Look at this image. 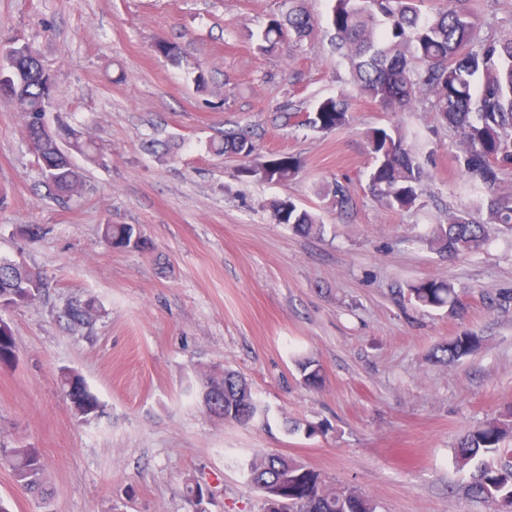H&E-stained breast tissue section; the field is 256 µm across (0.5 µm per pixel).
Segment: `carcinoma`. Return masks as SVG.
Here are the masks:
<instances>
[{
  "label": "carcinoma",
  "instance_id": "obj_1",
  "mask_svg": "<svg viewBox=\"0 0 512 512\" xmlns=\"http://www.w3.org/2000/svg\"><path fill=\"white\" fill-rule=\"evenodd\" d=\"M303 0H288L282 19L262 32L260 48L276 46L290 35L301 44L314 19ZM468 0H446L445 6L426 12V0H333L329 23L334 30L336 53L349 61L351 84L358 95L397 112L411 110L428 100L430 110L440 114L455 133L460 146L457 156L462 176L479 190L469 211H450L445 224L433 230L430 244L450 258L479 253L486 245V227L495 224L512 236V186L504 185L503 172L512 169V32L480 40L478 17L468 9ZM6 56L26 60L35 52L26 43H0ZM8 86L17 95L14 105L21 112L30 140L40 144L43 159L37 160L48 196L65 202L81 187V177L71 153L90 154L93 142L74 133L59 151L46 114L58 95L56 81L46 82L24 72L0 71V90ZM350 97L340 92L322 99L311 112H291L288 120L316 131H331L348 123ZM371 163L366 173L369 188L396 212L420 207L425 170L406 137L394 129L375 128L367 133ZM218 154L250 157L253 142L243 133L224 134L213 146ZM301 166L298 158L282 156L264 164L241 169L247 177L286 181ZM332 203L349 207L348 188L337 182L331 190ZM270 207L279 222L297 231L320 230L316 217L298 210L291 201L275 200ZM103 237L113 248L139 245L130 224H106ZM40 274L20 262L0 259V299L4 310L29 305L41 296ZM420 307L462 311L454 286L444 280L428 279L409 288ZM91 315V304H73L68 318L82 325ZM483 339L464 330L439 344L432 352L437 364H449L479 351ZM12 328L0 317V362L14 356ZM302 380L309 388L322 384V370L315 361L300 362ZM66 400L79 418L99 416L102 405L81 375L63 370L59 376ZM206 408L224 421L246 425L259 413L247 381L226 370L206 377L201 392ZM475 464L469 490L494 505V512H512V414L492 418L473 426L460 436L455 447V464L463 469ZM0 465L8 468L16 484L28 493L44 496L46 464L40 449L33 446L0 448ZM248 485L264 496L282 495L288 512H376L370 499L356 490L327 486L310 469L282 456L256 453L247 462Z\"/></svg>",
  "mask_w": 512,
  "mask_h": 512
}]
</instances>
